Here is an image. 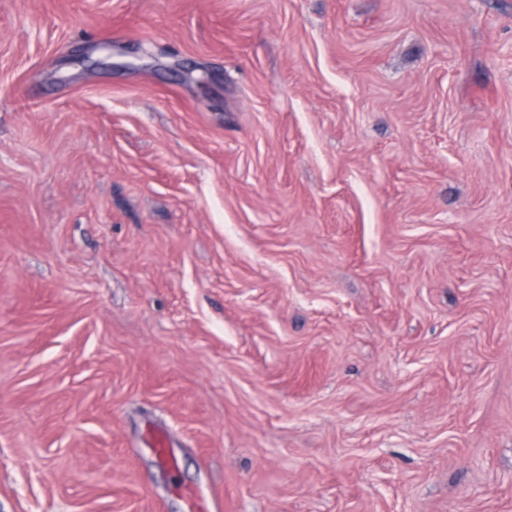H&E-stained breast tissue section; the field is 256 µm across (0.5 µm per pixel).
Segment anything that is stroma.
<instances>
[{
    "mask_svg": "<svg viewBox=\"0 0 512 512\" xmlns=\"http://www.w3.org/2000/svg\"><path fill=\"white\" fill-rule=\"evenodd\" d=\"M196 501L512 512V0H0V512Z\"/></svg>",
    "mask_w": 512,
    "mask_h": 512,
    "instance_id": "1",
    "label": "stroma"
}]
</instances>
